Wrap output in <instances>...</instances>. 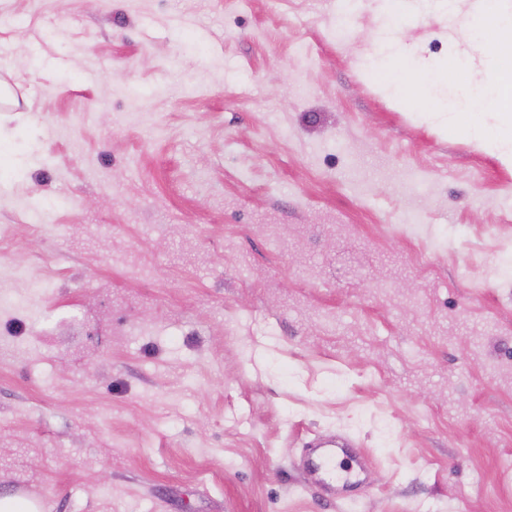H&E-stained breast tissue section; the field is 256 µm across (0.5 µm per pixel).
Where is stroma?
I'll return each mask as SVG.
<instances>
[{"instance_id":"obj_1","label":"stroma","mask_w":512,"mask_h":512,"mask_svg":"<svg viewBox=\"0 0 512 512\" xmlns=\"http://www.w3.org/2000/svg\"><path fill=\"white\" fill-rule=\"evenodd\" d=\"M424 2L0 0V495L512 512V167L371 66L485 78L478 0ZM334 459L328 454H318L308 460L309 468L314 472H319L327 479H339L349 481L355 477V473L350 467L340 466V470H336Z\"/></svg>"}]
</instances>
